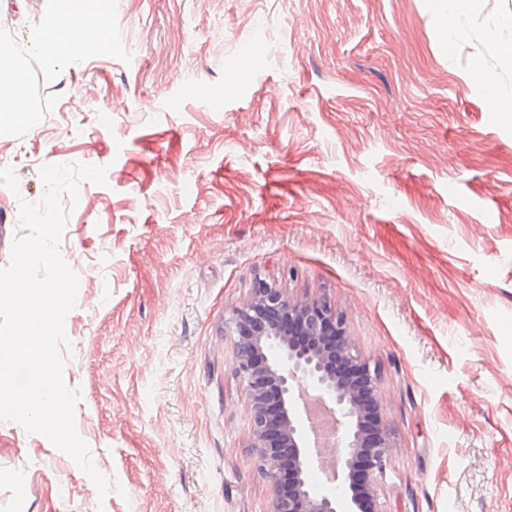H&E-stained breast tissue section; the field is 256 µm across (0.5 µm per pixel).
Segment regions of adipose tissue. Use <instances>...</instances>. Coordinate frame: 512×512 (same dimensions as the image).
<instances>
[{
	"instance_id": "obj_1",
	"label": "adipose tissue",
	"mask_w": 512,
	"mask_h": 512,
	"mask_svg": "<svg viewBox=\"0 0 512 512\" xmlns=\"http://www.w3.org/2000/svg\"><path fill=\"white\" fill-rule=\"evenodd\" d=\"M108 21L88 7V0H66L64 8L49 22H42L38 29L35 49L48 60L76 58L88 51L89 45L73 37L78 27L103 29ZM9 54L5 45H0V117H8L16 123L28 122L30 112L18 111L17 105L27 99L26 78L22 71L6 67L4 59Z\"/></svg>"
}]
</instances>
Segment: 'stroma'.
I'll return each mask as SVG.
<instances>
[{"label":"stroma","mask_w":512,"mask_h":512,"mask_svg":"<svg viewBox=\"0 0 512 512\" xmlns=\"http://www.w3.org/2000/svg\"><path fill=\"white\" fill-rule=\"evenodd\" d=\"M10 0L28 123L0 122V269L46 164L79 278L64 380L107 495L0 421V512H270L228 327L256 279L345 317L392 444L380 512H512V0H90L85 55ZM483 69L492 86L475 85ZM88 0H67L64 8L49 22L43 21L38 29L35 49L48 60L76 58L89 50L90 43L73 37L72 31L78 27H93L98 31L107 26L108 21L102 15L88 7ZM93 28H84L91 31Z\"/></svg>","instance_id":"1"}]
</instances>
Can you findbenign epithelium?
<instances>
[{"mask_svg": "<svg viewBox=\"0 0 512 512\" xmlns=\"http://www.w3.org/2000/svg\"><path fill=\"white\" fill-rule=\"evenodd\" d=\"M298 321L304 339L284 318ZM238 336L235 373L246 382L249 396L252 448L258 468L274 485L272 512H341V497L316 490L308 469L321 451L308 445L305 424L294 413L295 399H315L339 415L346 425L336 437L334 474H343L349 506L357 512H377L374 484L385 470L390 441L384 429L366 438L369 405H378L377 376L352 353L344 335V319L319 303H293L278 288L259 280L250 301L232 317ZM337 342L327 345L326 338ZM294 481L284 483L285 469Z\"/></svg>", "mask_w": 512, "mask_h": 512, "instance_id": "obj_1", "label": "benign epithelium"}]
</instances>
